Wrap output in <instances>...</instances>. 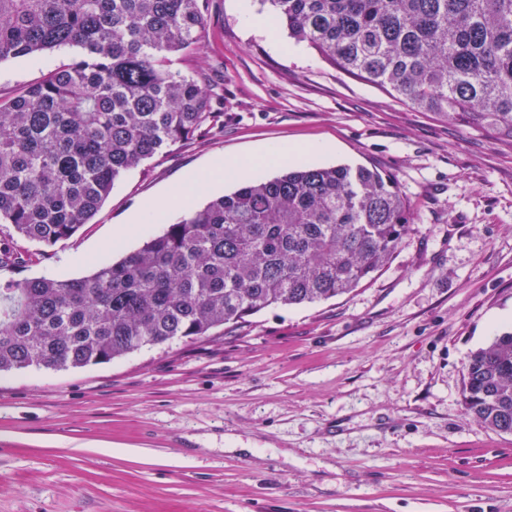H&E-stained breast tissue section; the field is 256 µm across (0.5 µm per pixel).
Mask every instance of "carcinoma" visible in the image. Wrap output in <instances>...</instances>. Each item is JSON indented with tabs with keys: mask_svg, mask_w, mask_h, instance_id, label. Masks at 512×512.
Instances as JSON below:
<instances>
[{
	"mask_svg": "<svg viewBox=\"0 0 512 512\" xmlns=\"http://www.w3.org/2000/svg\"><path fill=\"white\" fill-rule=\"evenodd\" d=\"M211 0H0V62L77 48L0 97V224L51 247L115 182L176 144L224 128L200 54ZM297 43L399 102L512 144V0H261ZM395 181L363 166L291 163L189 206L87 276L0 280V372L110 362L210 336L271 306L371 280L409 232ZM29 256L0 245V270ZM467 409L512 433V332L471 354Z\"/></svg>",
	"mask_w": 512,
	"mask_h": 512,
	"instance_id": "1",
	"label": "carcinoma"
}]
</instances>
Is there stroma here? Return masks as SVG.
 Returning a JSON list of instances; mask_svg holds the SVG:
<instances>
[{"label": "stroma", "instance_id": "1", "mask_svg": "<svg viewBox=\"0 0 512 512\" xmlns=\"http://www.w3.org/2000/svg\"><path fill=\"white\" fill-rule=\"evenodd\" d=\"M256 18L246 25L242 11ZM259 0H212L202 58L224 131L116 181L93 220L0 279L88 275L215 160L330 145L323 166L390 175L414 222L371 281L108 363L0 374V512H512V434L464 401L469 356L512 329V145L396 101L283 31ZM68 49L0 62L30 85Z\"/></svg>", "mask_w": 512, "mask_h": 512}]
</instances>
